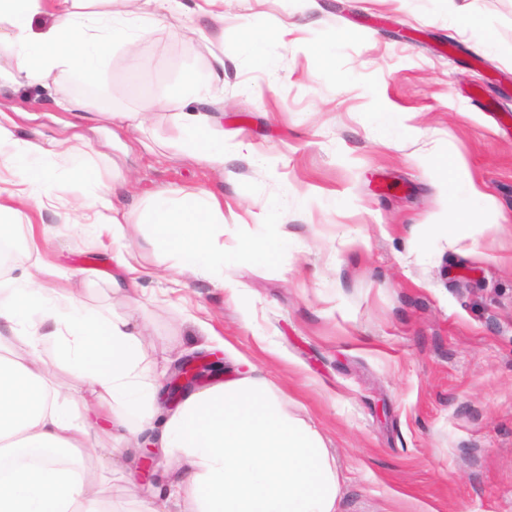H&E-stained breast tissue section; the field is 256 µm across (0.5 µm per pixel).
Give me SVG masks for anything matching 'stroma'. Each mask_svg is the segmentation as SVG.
<instances>
[{"instance_id":"35a3bbf8","label":"stroma","mask_w":512,"mask_h":512,"mask_svg":"<svg viewBox=\"0 0 512 512\" xmlns=\"http://www.w3.org/2000/svg\"><path fill=\"white\" fill-rule=\"evenodd\" d=\"M194 2L99 72L142 125L57 107L54 75L0 82V123L72 140L99 180H128L141 290L110 289L111 241L62 223L86 193L62 167L58 211L30 213L56 230L40 244L49 284L138 323L156 377L196 353L221 354L229 376L262 370L323 437L336 512H512V0H224L223 36H174ZM217 55L224 76L198 110L224 133L220 171L175 149L178 117L154 105ZM451 153L499 225L455 223ZM164 188L223 196V276L178 277L149 244ZM247 238L279 243L274 266L243 255Z\"/></svg>"}]
</instances>
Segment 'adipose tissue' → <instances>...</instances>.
<instances>
[{
  "label": "adipose tissue",
  "mask_w": 512,
  "mask_h": 512,
  "mask_svg": "<svg viewBox=\"0 0 512 512\" xmlns=\"http://www.w3.org/2000/svg\"><path fill=\"white\" fill-rule=\"evenodd\" d=\"M80 2L0 0V41L10 42L26 81L60 74L68 107L91 104L111 120H132L102 96L98 67L113 45L136 50L168 0H125L126 10L104 14L81 12ZM40 16L51 24H37ZM178 130L181 148L223 169L224 137L204 116L182 112ZM54 160L87 188L65 223L95 226L117 244L111 287L138 284L126 232L132 218L114 203L117 187L98 181L89 158L68 142L23 139L0 124V167L16 178L13 187H0V512H112L85 468L93 428L105 439L100 458L142 434L168 458L140 512H168L188 493L191 512H336L339 481L322 437L289 411L261 370L163 410L142 364L140 327L87 311L74 290L43 286L41 253L21 246L18 231L25 207L52 206ZM147 222L152 245L178 273H223L224 254L213 243L224 223L223 197L163 189ZM51 364L80 379L86 394L73 396L49 374Z\"/></svg>",
  "instance_id": "adipose-tissue-1"
}]
</instances>
